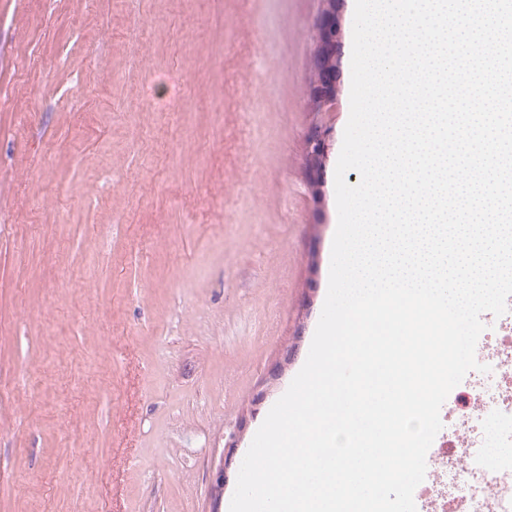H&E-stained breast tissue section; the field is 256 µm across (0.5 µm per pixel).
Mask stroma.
<instances>
[{"mask_svg":"<svg viewBox=\"0 0 512 512\" xmlns=\"http://www.w3.org/2000/svg\"><path fill=\"white\" fill-rule=\"evenodd\" d=\"M324 7L0 0V512H209L242 418L243 460L327 293L342 141L321 190L304 157ZM241 427L242 425H240L239 428L231 431L227 436L224 445V448H227V452L225 455L223 454L220 460V464L216 469V474L211 490V510L209 512H219V507L223 496L224 482L227 477V470L233 463L235 454L234 449L238 447V433L240 432Z\"/></svg>","mask_w":512,"mask_h":512,"instance_id":"1","label":"stroma"}]
</instances>
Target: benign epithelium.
I'll list each match as a JSON object with an SVG mask.
<instances>
[{
  "mask_svg": "<svg viewBox=\"0 0 512 512\" xmlns=\"http://www.w3.org/2000/svg\"><path fill=\"white\" fill-rule=\"evenodd\" d=\"M341 14L337 0H329L328 7L315 22L317 44L314 62L322 73L319 84L312 92V102L322 119L313 126L305 140L308 176L316 186L322 185L321 169L325 164L335 135L334 112L340 93L341 41L333 30H341ZM240 429L231 431L226 439L227 452L222 456L211 490V510L219 512L227 470L233 463L234 449L238 447Z\"/></svg>",
  "mask_w": 512,
  "mask_h": 512,
  "instance_id": "1",
  "label": "benign epithelium"
}]
</instances>
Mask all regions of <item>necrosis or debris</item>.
<instances>
[{"mask_svg":"<svg viewBox=\"0 0 512 512\" xmlns=\"http://www.w3.org/2000/svg\"><path fill=\"white\" fill-rule=\"evenodd\" d=\"M476 353L491 371H471L468 405L451 401L440 409L465 442L429 449L430 476L415 493L421 512H512V315L481 334ZM460 465L464 478L449 483Z\"/></svg>","mask_w":512,"mask_h":512,"instance_id":"necrosis-or-debris-1","label":"necrosis or debris"}]
</instances>
